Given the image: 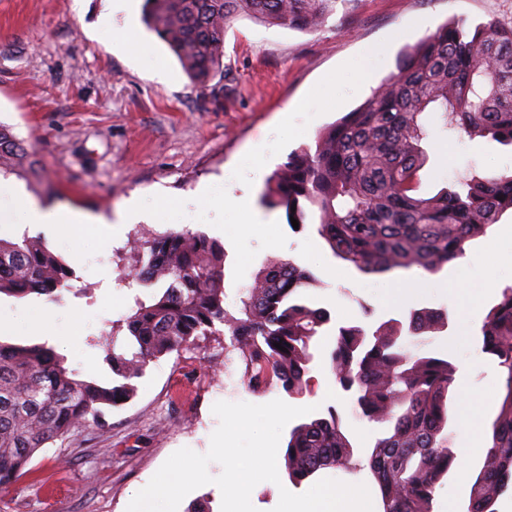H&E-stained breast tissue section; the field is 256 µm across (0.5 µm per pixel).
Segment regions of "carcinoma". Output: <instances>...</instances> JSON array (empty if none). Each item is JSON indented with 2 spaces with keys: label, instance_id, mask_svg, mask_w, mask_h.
<instances>
[{
  "label": "carcinoma",
  "instance_id": "carcinoma-1",
  "mask_svg": "<svg viewBox=\"0 0 512 512\" xmlns=\"http://www.w3.org/2000/svg\"><path fill=\"white\" fill-rule=\"evenodd\" d=\"M336 0H146L144 23L204 85L223 66L224 27L240 14L288 29H312ZM441 116L448 131L512 147V26L495 19L450 22L415 45L359 107L320 131L271 176L265 207L299 224L317 225L333 255L364 274L418 268L438 273L463 256L468 241L512 211V171L460 182L433 196L419 194L428 162L426 123ZM36 192L43 171L35 153L0 124V176ZM137 254L124 279L155 289L124 320L128 343L93 341L112 364L110 384L76 378L45 343L0 340V489L16 485L34 456L81 428L103 429V410L121 406L132 380L148 365L203 336L222 334L224 349L244 364L248 389L277 388L300 396L310 383L313 341L332 337L329 362L355 413L386 423L368 459L380 488V512H433L436 486L457 461L448 445V394L457 366L451 355L414 352L407 341L448 326V314L413 310L376 327L332 324L308 296L316 277L286 261L259 271L242 289L237 312L225 306L224 244L197 232H169L133 241ZM74 269L41 236L0 239V295L56 302L78 295ZM482 350L506 372L505 393L490 423L491 446L477 471L464 512H495L512 483V284L486 313ZM285 347L281 351L274 343ZM354 446L336 407L288 433L284 469L296 484L321 471L356 470Z\"/></svg>",
  "mask_w": 512,
  "mask_h": 512
}]
</instances>
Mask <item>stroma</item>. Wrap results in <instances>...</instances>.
I'll return each instance as SVG.
<instances>
[{
    "label": "stroma",
    "mask_w": 512,
    "mask_h": 512,
    "mask_svg": "<svg viewBox=\"0 0 512 512\" xmlns=\"http://www.w3.org/2000/svg\"><path fill=\"white\" fill-rule=\"evenodd\" d=\"M108 0H0V122L13 127L41 161L38 192L13 185L41 208H69L115 218L111 245L85 229L61 238L52 224H1L0 238L44 237L80 276L84 298H0V309L25 315L50 307L58 333L50 346L83 379L108 382L112 368L91 338L111 333L130 314L145 288L115 281L132 263L125 246L174 230L201 232L224 243L226 305L269 261L282 259L319 280L311 297L342 324H377L430 308L449 313L448 327L429 347L451 354L466 369L448 438L462 451L484 433L498 409L504 373L484 354L480 327L487 309L512 283V214L491 232L497 250L481 237L466 245L473 262L448 264L438 274L419 269L365 275L336 259L315 225L293 228L280 210H264V223L244 224L219 197L251 192L261 197L272 172L293 151L314 146L317 134L359 107L395 73L407 46L439 26L491 18L512 25V0H337L317 29L299 31L238 16L224 30V68L207 85L195 83L166 44L142 22L143 0L132 18L116 16L111 35L96 22ZM147 45L149 61L135 48ZM432 150L420 172V191L432 195L470 175L512 167V149L465 135L447 137L440 121L429 127ZM142 210L120 223L133 201ZM217 364L203 373L202 360ZM311 391L286 397L273 389L251 392L236 354L220 335L159 358L135 379V395L106 409L105 429H83L55 441L32 460L19 483L0 491V512H126L166 459L180 448L207 452L219 425V401L295 407L336 406L357 460H366L383 427L355 417L322 358L311 365ZM482 455L460 459L434 492L433 512H463L471 491L459 474L475 476Z\"/></svg>",
    "instance_id": "35a3bbf8"
}]
</instances>
